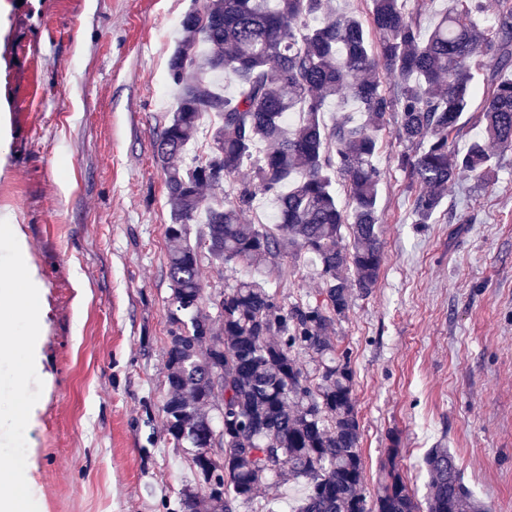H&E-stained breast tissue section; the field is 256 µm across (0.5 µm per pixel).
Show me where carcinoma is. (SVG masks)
Instances as JSON below:
<instances>
[{
  "label": "carcinoma",
  "mask_w": 512,
  "mask_h": 512,
  "mask_svg": "<svg viewBox=\"0 0 512 512\" xmlns=\"http://www.w3.org/2000/svg\"><path fill=\"white\" fill-rule=\"evenodd\" d=\"M471 0H448L428 36L426 0H369L368 17L338 13L333 0H203L180 19L168 60L177 105L156 141L170 207L166 345L169 443L188 455L194 483L166 512H274L281 479L306 481L295 512H492L465 485L454 455L423 459L426 505L390 449L381 490L363 492L364 460L348 351L332 336L357 294L377 286L383 242L382 171L375 164L387 116L404 144L397 166L419 186L417 223L430 224L448 183L464 173L489 184L497 156L512 152V0L493 21L472 19ZM393 76L384 86L381 76ZM227 76L236 93L224 94ZM358 115L324 119L334 101ZM477 106L483 128L465 151L454 140ZM212 124L207 155L186 160L199 121ZM250 165L248 173L243 167ZM234 179L233 197L219 200ZM346 179L348 206L335 175ZM270 196L278 223L245 219ZM292 255L314 262L317 296L290 304L270 291L265 264ZM249 270L205 310L201 266ZM313 358L303 369L297 355ZM273 499L260 496L261 488Z\"/></svg>",
  "instance_id": "1"
}]
</instances>
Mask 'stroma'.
Instances as JSON below:
<instances>
[{"instance_id": "obj_1", "label": "stroma", "mask_w": 512, "mask_h": 512, "mask_svg": "<svg viewBox=\"0 0 512 512\" xmlns=\"http://www.w3.org/2000/svg\"><path fill=\"white\" fill-rule=\"evenodd\" d=\"M200 0H0V215L21 225L45 301L43 391L26 429L39 512H163L192 473L162 405L169 282L154 143L174 105L167 62ZM388 123L376 164L384 261L334 334L374 498L397 433L418 496L423 456L450 449L475 496L512 512V152L494 185L461 175L434 223ZM286 303L322 286L288 256L267 270Z\"/></svg>"}]
</instances>
